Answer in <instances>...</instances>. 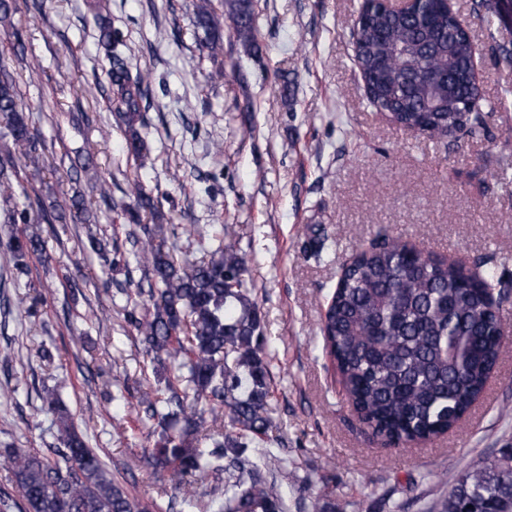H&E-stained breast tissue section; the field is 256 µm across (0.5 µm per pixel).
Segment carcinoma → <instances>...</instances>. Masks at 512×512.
Wrapping results in <instances>:
<instances>
[{
  "label": "carcinoma",
  "instance_id": "cac0c4a2",
  "mask_svg": "<svg viewBox=\"0 0 512 512\" xmlns=\"http://www.w3.org/2000/svg\"><path fill=\"white\" fill-rule=\"evenodd\" d=\"M111 59L107 73L112 111L124 127L127 152L146 167L149 148L141 101L148 73L132 70L109 21L110 0H87ZM248 52L260 51L254 0H198L195 23L214 54L224 52L220 16ZM354 56L367 83V99L400 129L422 123L425 136L477 137L485 129L479 89L473 84L474 48L467 27L434 0L411 15L379 9L362 14L353 31ZM0 196L24 201L4 223L17 231L0 247L16 268L42 257L46 241L32 228L34 201L17 178L15 154L40 172V141L30 131L17 77L0 65ZM114 203L129 224L125 239L88 231L90 249L107 273L134 263L143 271L137 295L128 290L125 319L145 352L158 362L146 382L137 418L157 434L145 457L176 487L214 478L204 512H285L281 487L264 480L255 462L273 453L264 436L270 425L271 372L261 313L249 287V259L224 242L228 224L211 231L161 224L162 203L139 177ZM78 192L64 193L48 223H87ZM152 223H143V217ZM198 243L203 259L174 261L166 241ZM147 286H142V283ZM509 291L493 273L465 275L455 263L433 264L411 255L405 243L384 235L357 252L328 299L321 322L324 348L337 366L348 401L368 433L393 447L432 440L456 427L485 388L505 345L500 304ZM41 411L51 417L56 458L28 448L5 449L21 492L0 493V512H150L112 483L99 453L59 392L45 389ZM441 512H512V452L493 457L458 477Z\"/></svg>",
  "mask_w": 512,
  "mask_h": 512
}]
</instances>
